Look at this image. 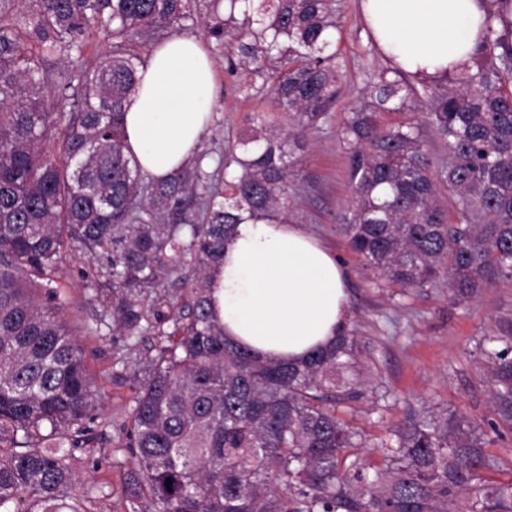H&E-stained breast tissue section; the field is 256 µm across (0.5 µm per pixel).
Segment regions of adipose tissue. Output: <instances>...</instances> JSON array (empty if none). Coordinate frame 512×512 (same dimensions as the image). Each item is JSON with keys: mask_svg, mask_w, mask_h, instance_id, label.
Instances as JSON below:
<instances>
[{"mask_svg": "<svg viewBox=\"0 0 512 512\" xmlns=\"http://www.w3.org/2000/svg\"><path fill=\"white\" fill-rule=\"evenodd\" d=\"M366 23L392 64L422 78L463 70L487 26H512V0H361ZM126 105L127 143L142 171L169 175L195 157L215 96L214 64L193 36L159 44L140 67ZM347 273L302 225L243 214L212 273L213 310L225 338L260 360L296 363L327 348L348 319Z\"/></svg>", "mask_w": 512, "mask_h": 512, "instance_id": "adipose-tissue-1", "label": "adipose tissue"}]
</instances>
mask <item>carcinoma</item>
Returning <instances> with one entry per match:
<instances>
[{"label": "carcinoma", "instance_id": "1", "mask_svg": "<svg viewBox=\"0 0 512 512\" xmlns=\"http://www.w3.org/2000/svg\"><path fill=\"white\" fill-rule=\"evenodd\" d=\"M13 2L0 0V512H85L69 490L98 389L52 286L73 251L106 269L91 283L99 311L85 334L167 338L153 357L137 356L134 343L115 356L144 373L124 425L135 464L128 512H512V484L479 481L488 466L480 439L431 415L409 416L397 456L352 487L341 466L353 433L333 408L357 395L355 333L344 329L297 365L258 361L226 342L211 309L210 271L238 212L296 223L293 151L305 150L304 133L327 121L341 92L332 46L344 0H259L258 22L254 0L238 14L221 12L223 0H26L25 13ZM196 13L216 49L236 38L228 73L246 90L271 85L297 132L258 114L216 165L203 148L152 178L126 152V103L154 46ZM99 27L112 50L90 58ZM56 54L66 66L50 63ZM419 93L421 122L447 151L437 165L417 124L378 122ZM364 96L341 131L352 198L340 229L350 249L405 287L444 272L459 302L512 279V28L488 26L463 71L419 89L388 68ZM53 132L59 160L44 148ZM442 189L451 213L438 204ZM165 279L188 286L160 292ZM491 341L502 348L480 368L494 413L512 427V316L496 321Z\"/></svg>", "mask_w": 512, "mask_h": 512}]
</instances>
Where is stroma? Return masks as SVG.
Returning a JSON list of instances; mask_svg holds the SVG:
<instances>
[{"mask_svg": "<svg viewBox=\"0 0 512 512\" xmlns=\"http://www.w3.org/2000/svg\"><path fill=\"white\" fill-rule=\"evenodd\" d=\"M183 34L204 39L212 50L218 94L212 103L207 148L224 151L229 142L249 131L257 113L284 126L285 114L276 112L269 89L246 94L237 78L225 70L200 20L186 21ZM334 48L343 65L344 82L335 112L327 124L306 134L296 189V218L315 235L347 271L349 316L361 347L353 376L360 383L358 399L337 404L336 415L354 433L347 460H360L364 474L386 467L396 446V430L410 411L462 419L484 437L489 460L483 480L512 484V429L491 430L490 393L477 360L488 348L495 320L512 314V281H500L477 298L456 302L448 291L447 276L422 288L394 286L366 267L354 254L340 228V216L351 195L347 178L349 158L339 135L362 92L389 62L363 21L360 0H346ZM97 265L80 253L68 255L56 276L57 287L73 324L97 312L90 300L88 280ZM87 364L101 388L91 426L92 442L77 451L78 488L93 489L86 512H125L124 479L133 466L122 429L124 409L138 395L142 377L114 365V352L124 343L118 334L83 337Z\"/></svg>", "mask_w": 512, "mask_h": 512, "instance_id": "stroma-1", "label": "stroma"}]
</instances>
